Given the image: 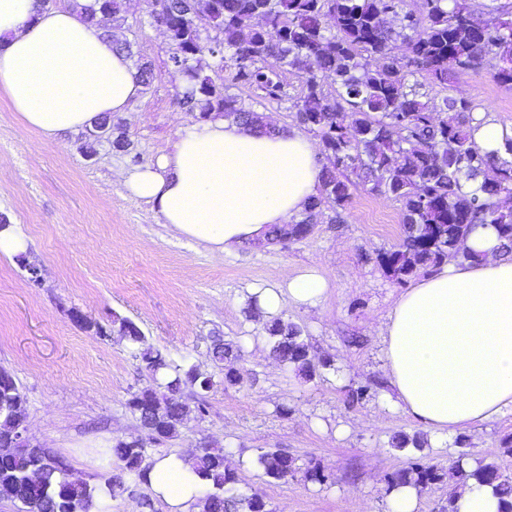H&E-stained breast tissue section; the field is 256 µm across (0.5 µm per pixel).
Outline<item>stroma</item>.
Masks as SVG:
<instances>
[{
	"label": "stroma",
	"instance_id": "35a3bbf8",
	"mask_svg": "<svg viewBox=\"0 0 512 512\" xmlns=\"http://www.w3.org/2000/svg\"><path fill=\"white\" fill-rule=\"evenodd\" d=\"M122 3L133 51L156 75L152 89L121 115L144 166L191 117L175 100L184 79L168 64L163 29L147 23L144 0ZM415 80L428 97L469 98L512 131V88L488 71L460 75L445 90L426 75ZM90 143L91 158L84 151ZM132 165L88 133L49 136L27 127L0 91V214L27 245L24 254L0 256V366L25 394L33 443L65 458L76 477L99 484V449L139 433L125 403L151 386V376L125 341L84 327L116 312L152 347L207 371L204 338L217 332L240 347L242 384L217 385L208 414L188 420L153 452L187 455L202 443L223 449L240 490L262 496L269 512H389L385 478L413 457L444 467L463 453L512 477V454L501 446L512 437V413L419 450L390 446L397 433L423 430L383 399L380 319L406 287L379 257L401 240L399 202L360 187L341 223L322 220L302 240L217 258L176 236L151 204L128 193L119 172ZM28 262L39 267L40 282L30 280ZM307 264L321 268L329 293L317 308H291L282 317L303 328L312 359L330 360L311 381L272 359L262 318L244 312L247 289L286 283ZM75 309L84 324L73 320ZM276 448L295 458L297 474L275 480L254 465L259 450ZM309 463L326 482L303 478Z\"/></svg>",
	"mask_w": 512,
	"mask_h": 512
}]
</instances>
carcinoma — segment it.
<instances>
[{"label": "carcinoma", "instance_id": "obj_1", "mask_svg": "<svg viewBox=\"0 0 512 512\" xmlns=\"http://www.w3.org/2000/svg\"><path fill=\"white\" fill-rule=\"evenodd\" d=\"M171 0L160 24L169 43V62L183 75L178 103L194 120L219 115L257 134L274 135L263 102L288 97L279 68L298 73L301 92L291 98L295 127L320 139L330 165L320 169L319 192L302 218L288 226H273L265 244L299 240L307 226L318 223L326 209L336 223L358 186L402 204L404 236L396 249L380 255V265L396 281L433 271L451 262L473 261L479 254L460 248L479 224L494 226L501 251L512 254V136H504V154L485 151L474 138L477 106L464 97L423 99L410 77L426 73L433 83L448 87L467 71L487 69L500 84L512 87V10L505 5L472 0H419L420 9L405 8V0H210L207 13L195 19ZM120 12L119 0H92L82 7L84 20L100 12ZM210 28L214 44L198 40ZM401 41L405 52H394ZM144 90L154 82L152 64L135 61ZM227 72L224 89L208 87L207 71ZM331 88H325V80ZM233 86L254 87L261 100L245 103L229 92ZM111 130L108 141L120 155H129L133 142L121 123L99 121ZM112 322L125 327L122 339L130 345L153 379V387L137 391L126 407L154 433L119 439L101 453L104 484L92 486L71 476L70 465L46 449L18 444L13 432L25 428V395L12 373L0 367V500L17 512H105L100 500L138 487L150 488L148 445L175 437L190 415L208 412L207 394L214 375L145 346L138 325L118 313ZM270 353L283 365L310 380L323 360L313 364L301 327L277 318L266 325ZM222 384L235 386L242 377L237 364L240 348L211 337L207 346ZM418 434L399 433L391 446L421 448ZM255 462L276 480L296 471L295 458L283 449L262 450ZM193 468L206 486L193 504L199 512H267L259 495L245 497L236 487L235 473L225 465L223 449L203 445ZM493 487L500 512H512V477L494 465L468 470L456 461L443 469L411 461L392 472L388 489L413 485L422 492L445 477Z\"/></svg>", "mask_w": 512, "mask_h": 512}]
</instances>
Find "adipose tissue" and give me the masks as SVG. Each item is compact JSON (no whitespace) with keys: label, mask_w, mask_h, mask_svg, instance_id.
<instances>
[{"label":"adipose tissue","mask_w":512,"mask_h":512,"mask_svg":"<svg viewBox=\"0 0 512 512\" xmlns=\"http://www.w3.org/2000/svg\"><path fill=\"white\" fill-rule=\"evenodd\" d=\"M42 0H0V90L27 127L53 135L125 112L142 87L103 29ZM314 144L292 128L259 136L215 118L178 128L155 164L123 176L165 224L216 256L264 241L301 214L319 186ZM474 264L446 263L402 293L382 328L386 402L435 437L512 411V257L493 228L465 242ZM329 288L318 266L284 285L249 289L265 318L317 307ZM148 479L168 512H189L204 482L187 457L152 458Z\"/></svg>","instance_id":"ef3b65f1"}]
</instances>
